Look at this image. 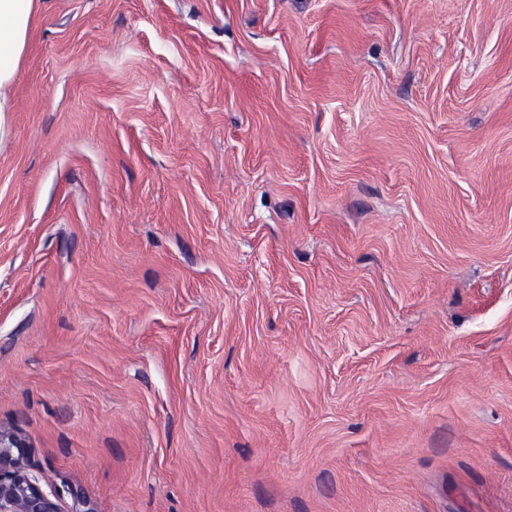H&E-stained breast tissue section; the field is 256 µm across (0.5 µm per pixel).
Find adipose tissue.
<instances>
[{"label": "adipose tissue", "mask_w": 512, "mask_h": 512, "mask_svg": "<svg viewBox=\"0 0 512 512\" xmlns=\"http://www.w3.org/2000/svg\"><path fill=\"white\" fill-rule=\"evenodd\" d=\"M41 0H0V132L12 111V89L18 80L31 28Z\"/></svg>", "instance_id": "ef3b65f1"}]
</instances>
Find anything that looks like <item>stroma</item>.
<instances>
[{
    "instance_id": "stroma-1",
    "label": "stroma",
    "mask_w": 512,
    "mask_h": 512,
    "mask_svg": "<svg viewBox=\"0 0 512 512\" xmlns=\"http://www.w3.org/2000/svg\"><path fill=\"white\" fill-rule=\"evenodd\" d=\"M13 103L60 512H512V0H43Z\"/></svg>"
}]
</instances>
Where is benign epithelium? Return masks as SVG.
<instances>
[{
  "label": "benign epithelium",
  "instance_id": "7a95c632",
  "mask_svg": "<svg viewBox=\"0 0 512 512\" xmlns=\"http://www.w3.org/2000/svg\"><path fill=\"white\" fill-rule=\"evenodd\" d=\"M65 493H72L67 485L54 494L44 492L29 470L25 440L0 429V512H60L58 499Z\"/></svg>",
  "mask_w": 512,
  "mask_h": 512
}]
</instances>
